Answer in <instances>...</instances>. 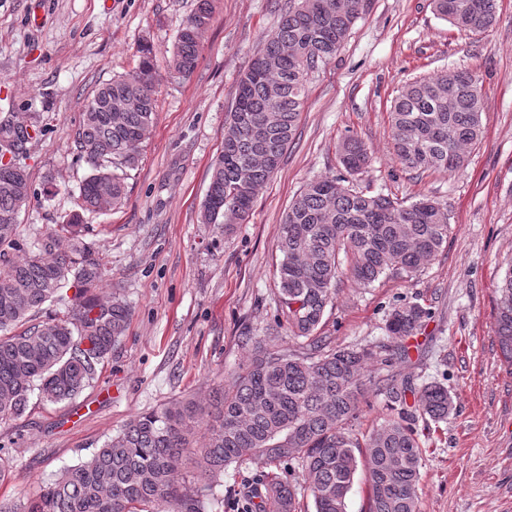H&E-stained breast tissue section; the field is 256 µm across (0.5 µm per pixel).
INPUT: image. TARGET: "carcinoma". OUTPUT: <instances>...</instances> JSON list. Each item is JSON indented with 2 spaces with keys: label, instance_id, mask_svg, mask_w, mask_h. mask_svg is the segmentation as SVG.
<instances>
[{
  "label": "carcinoma",
  "instance_id": "carcinoma-1",
  "mask_svg": "<svg viewBox=\"0 0 512 512\" xmlns=\"http://www.w3.org/2000/svg\"><path fill=\"white\" fill-rule=\"evenodd\" d=\"M275 30L259 45L241 75L224 139L212 164L201 209L204 224L229 232L249 217L256 195L279 169L307 97L309 76L328 64L364 11L365 0H290ZM435 11L461 32H486L496 23V0H433ZM212 0L197 8L179 31L169 75L186 77L197 67L196 31L208 25ZM131 74L96 90L82 115L78 138L91 173L62 222L36 238L19 258L17 214L34 198L28 173L3 157L39 134L0 127V419L23 415L30 394L60 403L96 378L123 336L129 305L102 301L97 288L102 261L87 240L84 215L122 205L127 171L140 161L152 131L159 82L149 46L138 49ZM484 99L475 76L463 70L418 77L392 101L393 149L418 171H455L467 150L483 137ZM345 169L369 162L364 143L341 145ZM448 209L430 198L408 205L383 194L368 195L334 176L316 178L293 201L280 225L282 255L276 283L288 329L306 351L257 343L255 355L230 390L215 392L202 406L173 400L135 416L87 459L62 470L23 512H207L212 489L231 464L259 458L269 466L293 464L295 474L260 479L263 512H301V490L315 512H347L358 472L368 474L369 512H419L422 446L414 423L448 419L453 399L438 382L416 386L400 372L366 377L373 364L390 367L409 359L407 339L421 331L430 312L418 303L394 307L386 319L391 344L331 348L318 329L333 301L340 273L368 286L387 271H418L447 242ZM75 287L68 295L65 287ZM497 331L505 361L512 365V266L498 286ZM59 309L30 323L47 304ZM374 390L395 416L367 434L355 432L362 401ZM207 431L204 447H193L197 426ZM190 463L192 481L176 470Z\"/></svg>",
  "mask_w": 512,
  "mask_h": 512
}]
</instances>
